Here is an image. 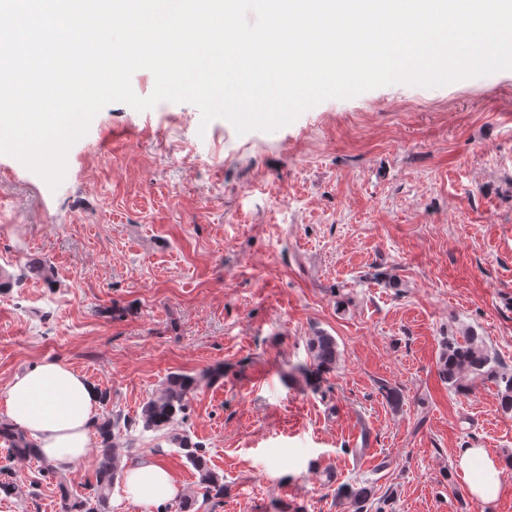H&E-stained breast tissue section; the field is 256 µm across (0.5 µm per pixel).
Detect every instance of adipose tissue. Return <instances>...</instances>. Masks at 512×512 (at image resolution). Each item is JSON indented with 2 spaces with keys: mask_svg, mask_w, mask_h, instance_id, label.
I'll return each instance as SVG.
<instances>
[{
  "mask_svg": "<svg viewBox=\"0 0 512 512\" xmlns=\"http://www.w3.org/2000/svg\"><path fill=\"white\" fill-rule=\"evenodd\" d=\"M0 406L18 428L33 437L41 454L60 469L79 465L90 442L99 394L64 361L44 359L0 390ZM471 496L480 503L496 500L501 468L486 449H466L459 460ZM121 488L126 500L159 512L179 492L171 471L145 457L125 471Z\"/></svg>",
  "mask_w": 512,
  "mask_h": 512,
  "instance_id": "adipose-tissue-1",
  "label": "adipose tissue"
}]
</instances>
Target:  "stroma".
Listing matches in <instances>:
<instances>
[{
	"instance_id": "obj_1",
	"label": "stroma",
	"mask_w": 512,
	"mask_h": 512,
	"mask_svg": "<svg viewBox=\"0 0 512 512\" xmlns=\"http://www.w3.org/2000/svg\"><path fill=\"white\" fill-rule=\"evenodd\" d=\"M2 170L0 387L57 358L105 393L99 416L134 418L169 374L219 370L183 423L224 478L199 512H344L337 488L363 482L367 512H512V413L439 375L469 330L512 370V70L242 135L190 103L113 102L57 189ZM316 328L340 357L313 389ZM468 448L501 462L494 502L469 495ZM144 456L197 490L162 433L137 435ZM94 465L52 477L0 442V512H60L59 482L83 494Z\"/></svg>"
}]
</instances>
